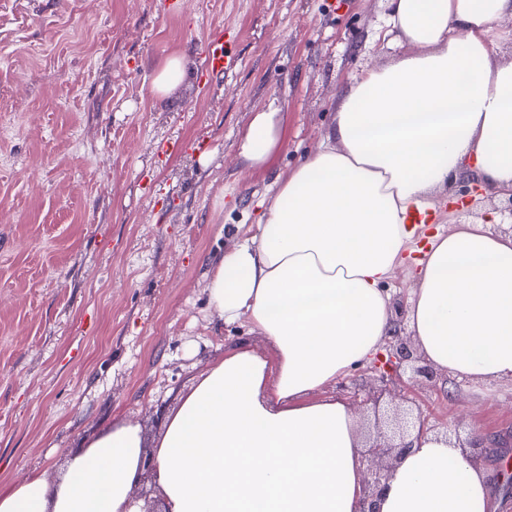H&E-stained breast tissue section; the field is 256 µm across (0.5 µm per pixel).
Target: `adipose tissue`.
Segmentation results:
<instances>
[{
  "instance_id": "1",
  "label": "adipose tissue",
  "mask_w": 512,
  "mask_h": 512,
  "mask_svg": "<svg viewBox=\"0 0 512 512\" xmlns=\"http://www.w3.org/2000/svg\"><path fill=\"white\" fill-rule=\"evenodd\" d=\"M412 54L353 78L318 150L280 179L257 236L211 267L213 312L272 346L223 355L179 398L154 447L115 422L69 454L56 482L0 487V512H133L152 454L167 512H361L360 418L324 387L394 330L383 283L450 176L512 190V62L493 37L512 0H391ZM283 146L275 105L256 112L239 156L253 170ZM406 323L450 380L512 381V235L484 223L436 235ZM489 469L427 433L397 465L380 512H497Z\"/></svg>"
}]
</instances>
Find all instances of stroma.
I'll return each instance as SVG.
<instances>
[{
  "label": "stroma",
  "instance_id": "stroma-1",
  "mask_svg": "<svg viewBox=\"0 0 512 512\" xmlns=\"http://www.w3.org/2000/svg\"><path fill=\"white\" fill-rule=\"evenodd\" d=\"M389 0H0V486L56 480L114 421L155 443L225 346H270L210 314V264L257 235L278 178L315 151L349 78L408 51L375 39ZM236 67L204 82L212 28ZM186 83L151 95L172 54ZM277 103L283 148L237 161L254 110ZM437 194L429 229L469 214ZM461 436L512 447V382L388 384Z\"/></svg>",
  "mask_w": 512,
  "mask_h": 512
}]
</instances>
